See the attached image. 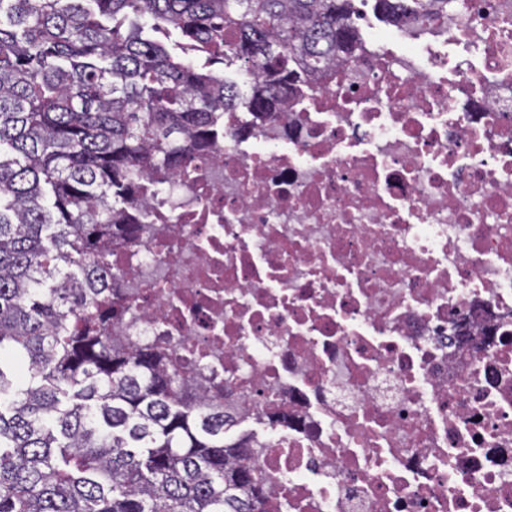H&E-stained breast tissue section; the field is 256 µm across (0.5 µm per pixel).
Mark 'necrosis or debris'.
Listing matches in <instances>:
<instances>
[{"mask_svg":"<svg viewBox=\"0 0 512 512\" xmlns=\"http://www.w3.org/2000/svg\"><path fill=\"white\" fill-rule=\"evenodd\" d=\"M351 24L279 112L146 182L112 333L192 362L266 512H512V0Z\"/></svg>","mask_w":512,"mask_h":512,"instance_id":"necrosis-or-debris-1","label":"necrosis or debris"}]
</instances>
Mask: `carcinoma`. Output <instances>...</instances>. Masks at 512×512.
Here are the masks:
<instances>
[{
    "label": "carcinoma",
    "mask_w": 512,
    "mask_h": 512,
    "mask_svg": "<svg viewBox=\"0 0 512 512\" xmlns=\"http://www.w3.org/2000/svg\"><path fill=\"white\" fill-rule=\"evenodd\" d=\"M406 0H376L392 20ZM353 0H0V512H265L233 419L163 347L128 349L110 271L143 179L262 121L351 49ZM170 26L180 40L154 33ZM256 74L241 91L219 66Z\"/></svg>",
    "instance_id": "cac0c4a2"
}]
</instances>
